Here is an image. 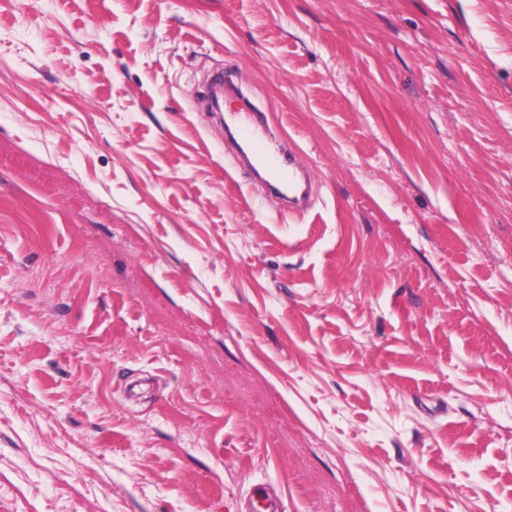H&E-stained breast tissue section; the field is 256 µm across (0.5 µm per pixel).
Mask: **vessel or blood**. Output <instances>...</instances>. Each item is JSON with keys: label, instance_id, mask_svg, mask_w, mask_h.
Masks as SVG:
<instances>
[{"label": "vessel or blood", "instance_id": "vessel-or-blood-1", "mask_svg": "<svg viewBox=\"0 0 512 512\" xmlns=\"http://www.w3.org/2000/svg\"><path fill=\"white\" fill-rule=\"evenodd\" d=\"M224 124L241 155V170L258 174L268 192L288 204L309 203L312 186L297 176L284 141L271 130L264 113L228 112Z\"/></svg>", "mask_w": 512, "mask_h": 512}]
</instances>
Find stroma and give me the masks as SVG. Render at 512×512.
<instances>
[{"label": "stroma", "mask_w": 512, "mask_h": 512, "mask_svg": "<svg viewBox=\"0 0 512 512\" xmlns=\"http://www.w3.org/2000/svg\"><path fill=\"white\" fill-rule=\"evenodd\" d=\"M257 487L512 512V0H0V512ZM224 124L241 155L236 172L257 173L270 194L281 196L289 205L310 207L312 185L297 176L288 157L285 141L276 136L261 112H227Z\"/></svg>", "instance_id": "1"}]
</instances>
